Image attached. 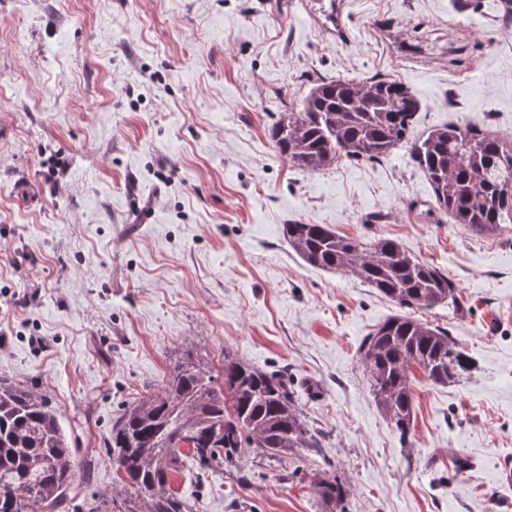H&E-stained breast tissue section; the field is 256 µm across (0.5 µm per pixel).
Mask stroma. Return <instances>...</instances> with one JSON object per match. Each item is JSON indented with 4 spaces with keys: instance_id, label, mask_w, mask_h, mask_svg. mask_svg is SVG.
Masks as SVG:
<instances>
[{
    "instance_id": "obj_1",
    "label": "stroma",
    "mask_w": 512,
    "mask_h": 512,
    "mask_svg": "<svg viewBox=\"0 0 512 512\" xmlns=\"http://www.w3.org/2000/svg\"><path fill=\"white\" fill-rule=\"evenodd\" d=\"M507 0H0V376L48 393L91 443L85 494H112L103 439L158 392L184 348L288 370L322 455L201 470L193 512H325V463L347 512H512V223H451L401 145L318 173L268 137L321 78L390 77L420 101L412 137L445 125L512 137ZM387 237L457 283L413 310L476 362L414 381L408 440L376 405L362 339L396 305L306 264L293 222ZM466 469H459L458 460Z\"/></svg>"
}]
</instances>
